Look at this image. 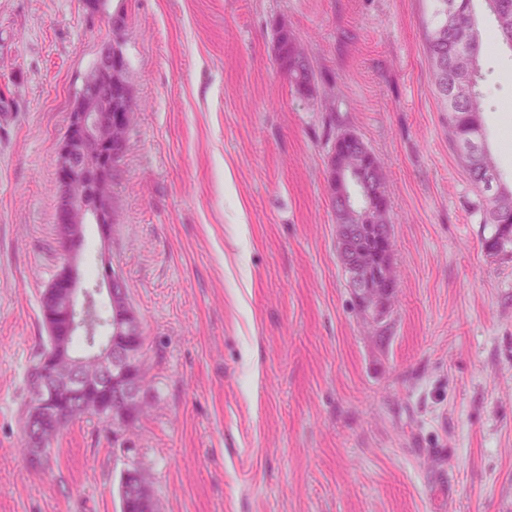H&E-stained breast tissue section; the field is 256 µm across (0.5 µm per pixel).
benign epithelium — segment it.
Listing matches in <instances>:
<instances>
[{"instance_id": "1", "label": "benign epithelium", "mask_w": 512, "mask_h": 512, "mask_svg": "<svg viewBox=\"0 0 512 512\" xmlns=\"http://www.w3.org/2000/svg\"><path fill=\"white\" fill-rule=\"evenodd\" d=\"M291 33L288 21L280 18L272 29V48L280 58L282 37ZM126 61L119 50L106 47L86 78L61 140L57 165L58 202L56 224L65 262L46 288L49 301L43 312L50 345L46 367L32 382L22 434L27 443L44 451L66 427V411L80 406L112 425V433L127 431L147 400L140 378L144 374V333L141 320L125 296L124 277L115 267L110 276L97 282L95 291L86 288L78 264L81 232L97 224L102 236L109 235L114 219L112 169L122 157L133 121L130 88L125 79ZM379 163L364 141L353 151L328 155V185L331 205L346 221L336 220V251L348 286L362 302L365 319L379 325L387 315L394 293L391 251L385 242L392 238L390 210L373 207L361 214L346 185L374 183ZM106 292L115 317L109 345L73 358L62 369L59 354L69 338L87 327L86 311L91 294ZM121 492L141 509L158 512L154 489L146 476L129 467L122 472Z\"/></svg>"}]
</instances>
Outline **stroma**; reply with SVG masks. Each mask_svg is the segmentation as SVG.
<instances>
[{"mask_svg":"<svg viewBox=\"0 0 512 512\" xmlns=\"http://www.w3.org/2000/svg\"><path fill=\"white\" fill-rule=\"evenodd\" d=\"M119 26H110V19ZM287 19L315 71H279ZM431 0H0V512H121L137 466L160 512H512V252L453 152ZM135 112L109 239L145 336L154 405L127 432L74 422L46 470L20 451L39 300L62 262L59 145L104 44ZM483 114L512 183V48L486 47ZM358 133L390 198L384 329L336 252L327 157ZM287 34H291V28L288 25V21L284 18L278 19L276 21L275 26L272 29L273 54L277 61V59L280 58V55H281L280 47H281V42H283L282 58L281 59L283 60L284 58H288V62H287L288 70L284 71L282 69V65L279 64L278 61H277V64H278L280 70L287 76V78L291 84H293L294 80H299L300 83H304V82L306 84L310 83L311 86L309 87V89H310V91H312L313 83L315 80L314 69H313L312 63H311L308 55L306 54L305 56L299 58L300 59L299 63L297 64V66H294L293 61H292V55H293V58L298 57V52H297L298 42L294 38L293 43H292V48H291L290 43H291L292 38H291V35H287ZM284 35H287V36H285L282 40V37ZM281 59H279L280 63H282Z\"/></svg>","mask_w":512,"mask_h":512,"instance_id":"1","label":"stroma"}]
</instances>
